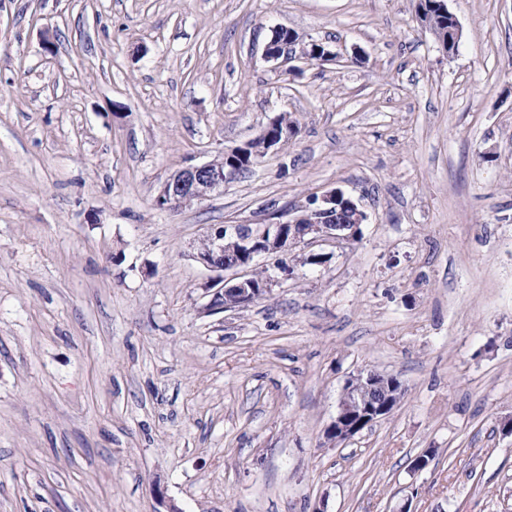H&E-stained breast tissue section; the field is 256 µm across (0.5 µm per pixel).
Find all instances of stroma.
Segmentation results:
<instances>
[{"instance_id":"stroma-1","label":"stroma","mask_w":512,"mask_h":512,"mask_svg":"<svg viewBox=\"0 0 512 512\" xmlns=\"http://www.w3.org/2000/svg\"><path fill=\"white\" fill-rule=\"evenodd\" d=\"M416 3L0 0V512H512V0H446L452 56ZM279 27L336 61L277 68ZM283 112L223 192L154 206ZM333 188L356 242L206 311L213 228ZM362 369L406 393L330 444Z\"/></svg>"}]
</instances>
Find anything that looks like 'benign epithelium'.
Instances as JSON below:
<instances>
[{
	"label": "benign epithelium",
	"mask_w": 512,
	"mask_h": 512,
	"mask_svg": "<svg viewBox=\"0 0 512 512\" xmlns=\"http://www.w3.org/2000/svg\"><path fill=\"white\" fill-rule=\"evenodd\" d=\"M288 33L286 28L273 30L266 45L265 58L279 66L296 60L330 62L335 53L328 50L313 58L307 44L289 38L278 39ZM297 133L294 127H281L273 122L264 127L252 141L260 145V155L278 150ZM237 152V148L224 150L208 162L176 171L162 185L154 198L158 209H172L184 201L201 202L223 192L224 183L236 175L224 160ZM316 207H301L283 224H270L263 230L249 231L248 226L221 225L200 244L194 258L206 267L217 271H231L230 278L218 277L216 291L207 305L209 311H228L243 308L270 293L273 280L265 278L263 287H256L255 267L260 257L284 253L288 249L312 239H333L352 243L360 233V225L367 221V214L341 190H330L315 196ZM346 208L348 219L336 220V209ZM400 378L375 370L360 372L344 384L336 416L327 427L332 442H345L362 424L370 427L387 416L391 404V390Z\"/></svg>",
	"instance_id": "obj_1"
}]
</instances>
